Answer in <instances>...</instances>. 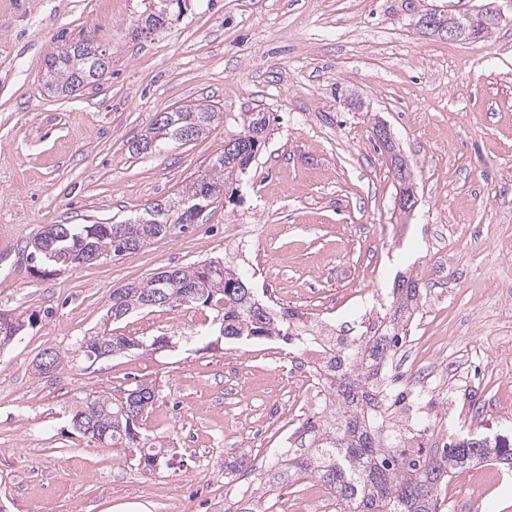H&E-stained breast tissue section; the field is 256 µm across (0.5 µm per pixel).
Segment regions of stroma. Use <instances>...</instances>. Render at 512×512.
Returning a JSON list of instances; mask_svg holds the SVG:
<instances>
[{"mask_svg":"<svg viewBox=\"0 0 512 512\" xmlns=\"http://www.w3.org/2000/svg\"><path fill=\"white\" fill-rule=\"evenodd\" d=\"M488 37L420 35L401 0H193L181 20L131 36L145 0H0V312L27 326L0 350V507L5 512H228L255 493L282 436L310 445L325 413L277 416L314 346L211 342L217 310L157 307L115 333L182 335L190 345L88 362L78 340L99 330L113 288L222 260L278 305L352 342L387 324L394 281L416 278L420 311L394 359L398 385L432 369L461 389L422 396L425 448L467 430L512 432V0ZM93 34L112 56L102 80L61 98L44 87L59 32ZM212 105L225 119L198 140L130 157L158 112ZM272 134L233 199L186 232L51 272L29 244L49 224L118 222L207 170L243 112ZM386 125L414 171L417 206L398 209ZM61 360L35 370L45 350ZM140 381L157 399L143 430L170 443L171 467L144 474L89 446L66 417L94 392ZM239 471H228V463ZM485 490L475 497V480ZM335 493L313 478L278 489L272 512ZM439 512H512V473L481 464L438 492Z\"/></svg>","mask_w":512,"mask_h":512,"instance_id":"35a3bbf8","label":"stroma"}]
</instances>
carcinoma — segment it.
Returning a JSON list of instances; mask_svg holds the SVG:
<instances>
[{"label": "carcinoma", "instance_id": "cac0c4a2", "mask_svg": "<svg viewBox=\"0 0 512 512\" xmlns=\"http://www.w3.org/2000/svg\"><path fill=\"white\" fill-rule=\"evenodd\" d=\"M169 2V15L180 11L181 0H153L156 10L145 6L139 15L144 26L163 25L162 7ZM499 21L476 19L465 39H481L490 34ZM64 41L55 45L47 57L46 86L59 97H69L88 84L101 80L110 64L96 73L72 58ZM175 120L196 124L203 131L223 118L211 105H189L177 108ZM180 126L151 125L149 131L129 148L133 156L161 152L180 142ZM270 135V120L265 112H245L238 118V130L224 138L210 169L198 175L178 192L156 200L143 208L134 220L118 224H49L34 239L42 250H31V260L55 269L76 266L84 254L119 257L133 253L145 245L146 225L142 220L167 223L166 212L177 209L179 231L194 223L197 216L220 202L229 185L246 173ZM179 297V304L214 303L217 307L215 330L219 336L233 341L277 339L285 344L320 342L324 352V382L336 404L326 419L311 426L312 448L306 453L293 449L281 462L271 464L259 474L265 492L285 484L316 478L336 493L341 512H438V488L451 475L473 465L491 462L512 470V439H455L440 451L427 452L414 443L415 435L396 427L392 408L403 401H416L409 396L377 390L374 377L381 362L389 358L406 337L407 325L417 310L420 285L414 278L400 279L396 285L399 303L390 324L372 336H361L350 345L334 336H317L302 322L298 312L275 307L260 298L244 281L237 269L210 260L185 267H173L153 274L140 283L124 284L112 289V317L120 320L129 313L156 307L160 292ZM107 333L106 338L100 334ZM109 342L112 355L132 350L165 349L171 336L151 340L106 332L105 328L79 340L76 352L87 359H97L100 340ZM156 399V386L139 383L121 399L101 392L88 396L68 410L70 424L80 426L79 433L88 445L106 447L122 454V458L145 472L170 466L161 455L165 444L144 433L139 420L148 413Z\"/></svg>", "mask_w": 512, "mask_h": 512}]
</instances>
